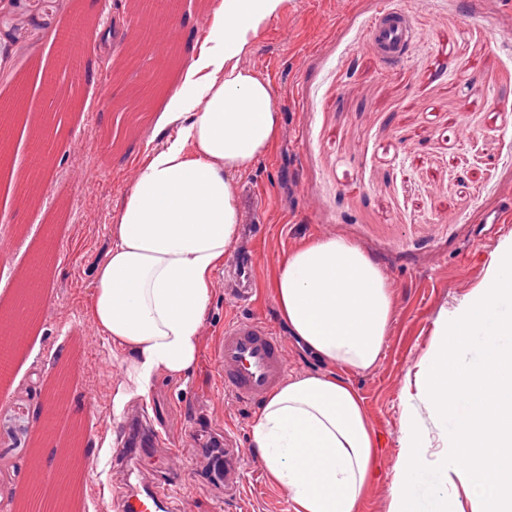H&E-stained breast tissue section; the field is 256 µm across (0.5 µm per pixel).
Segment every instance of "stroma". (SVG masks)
Masks as SVG:
<instances>
[{
	"label": "stroma",
	"mask_w": 512,
	"mask_h": 512,
	"mask_svg": "<svg viewBox=\"0 0 512 512\" xmlns=\"http://www.w3.org/2000/svg\"><path fill=\"white\" fill-rule=\"evenodd\" d=\"M216 0H191L188 32L161 53L165 79L147 112L114 109L139 88L143 67L127 43L151 55L141 39L136 0H21L0 7V100L27 93L33 111L16 114L6 158H0V239L10 241L0 266V310L7 309L18 271L38 252L52 262L41 290L39 318L21 350L15 387L0 398V493L25 486L29 450L40 447L52 472L55 451L39 443L38 409L50 371L69 372V414L58 426H83L82 455L94 491L80 512H102L100 492L127 489L126 468L112 448L127 422L139 421L150 446L139 448L142 480L163 465L178 469L180 484L163 512H291L286 492L262 469L245 462L236 496L199 479L196 432L249 448L257 407L216 391V352L224 325L243 316L270 320L280 332L290 374L324 371L300 347L277 312L273 281L278 261L303 241L339 236L361 247L395 292V311L378 362L345 373L359 392L378 434L377 481L361 512H387L388 484L398 451L402 405L417 393L418 372L435 341V324L483 279L491 253L512 235V0H288L282 17L260 36L243 64L268 77L280 115L269 151L240 187L260 192L268 234L252 306L226 301L213 282L198 362L183 376H158L149 400L130 401L121 422L111 419V394L121 378L112 347L88 319L93 272L111 245V227L144 160L160 144L157 123L178 84L189 44L211 34ZM99 31L122 28L121 44L91 46V74L77 88L61 122L67 133L40 175L37 199L20 201V175L29 171V139L54 104L41 79L55 69L54 38L75 10ZM406 14L415 32L408 63L387 67L367 30L382 10ZM304 184L305 196L294 192ZM498 213L480 225L481 213ZM96 403L83 399L85 390Z\"/></svg>",
	"instance_id": "obj_1"
}]
</instances>
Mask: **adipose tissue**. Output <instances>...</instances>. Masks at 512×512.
<instances>
[{
	"instance_id": "obj_1",
	"label": "adipose tissue",
	"mask_w": 512,
	"mask_h": 512,
	"mask_svg": "<svg viewBox=\"0 0 512 512\" xmlns=\"http://www.w3.org/2000/svg\"><path fill=\"white\" fill-rule=\"evenodd\" d=\"M286 0H221L209 45L191 50L94 276L89 319L123 369L112 416L162 374L194 368L215 272L238 238L236 178L275 141L270 81L242 65ZM278 314L300 346L329 365L288 379L264 401L251 446L292 512H359L376 474L377 436L352 373L379 360L395 310L382 269L331 236L288 251L274 283Z\"/></svg>"
}]
</instances>
